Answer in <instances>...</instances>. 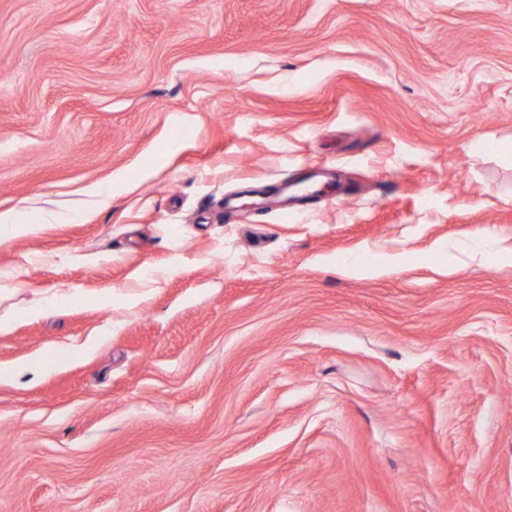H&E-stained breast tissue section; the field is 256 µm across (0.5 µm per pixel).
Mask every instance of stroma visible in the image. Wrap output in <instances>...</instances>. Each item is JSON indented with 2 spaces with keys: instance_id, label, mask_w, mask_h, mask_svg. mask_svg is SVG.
<instances>
[{
  "instance_id": "1",
  "label": "stroma",
  "mask_w": 512,
  "mask_h": 512,
  "mask_svg": "<svg viewBox=\"0 0 512 512\" xmlns=\"http://www.w3.org/2000/svg\"><path fill=\"white\" fill-rule=\"evenodd\" d=\"M0 214V512H512V0H0Z\"/></svg>"
}]
</instances>
